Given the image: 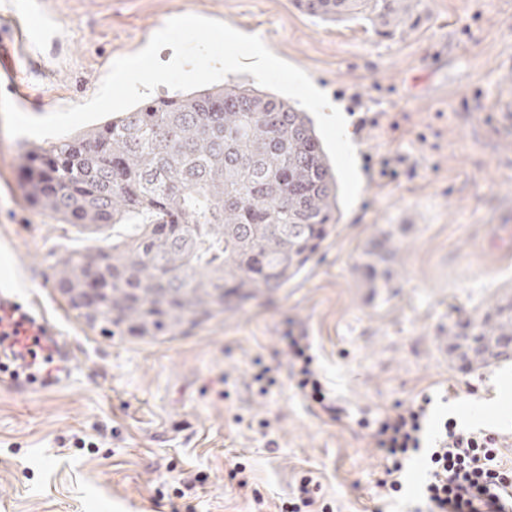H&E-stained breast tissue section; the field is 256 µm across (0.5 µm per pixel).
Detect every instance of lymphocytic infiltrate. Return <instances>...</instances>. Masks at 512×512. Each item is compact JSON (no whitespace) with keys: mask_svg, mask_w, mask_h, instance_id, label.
I'll return each instance as SVG.
<instances>
[{"mask_svg":"<svg viewBox=\"0 0 512 512\" xmlns=\"http://www.w3.org/2000/svg\"><path fill=\"white\" fill-rule=\"evenodd\" d=\"M286 352L299 369L297 388L314 401L326 396L313 368L314 357L307 336L287 331ZM7 347L14 374L28 379L52 378L59 371L56 348L36 319L19 305L0 306V347ZM431 397L398 404L383 418L361 420L374 447L381 453L383 469L376 482L383 491H400L401 475L408 462L425 455L428 479L420 498L423 512H504L505 488L512 487V468L500 460L497 433H474L449 420L445 433L431 450L423 448L424 423Z\"/></svg>","mask_w":512,"mask_h":512,"instance_id":"obj_1","label":"lymphocytic infiltrate"}]
</instances>
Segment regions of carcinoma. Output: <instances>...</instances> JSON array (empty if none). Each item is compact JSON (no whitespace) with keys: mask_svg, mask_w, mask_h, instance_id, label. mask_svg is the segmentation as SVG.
<instances>
[{"mask_svg":"<svg viewBox=\"0 0 512 512\" xmlns=\"http://www.w3.org/2000/svg\"><path fill=\"white\" fill-rule=\"evenodd\" d=\"M323 22L407 27L409 0H294ZM17 189L92 241L60 262L66 296L101 292L78 316L109 336H176L299 277L341 216L336 171L308 113L237 84L178 91L17 161ZM398 246L359 265L390 280ZM468 367L512 358V301L451 331Z\"/></svg>","mask_w":512,"mask_h":512,"instance_id":"obj_1","label":"carcinoma"}]
</instances>
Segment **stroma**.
Returning a JSON list of instances; mask_svg holds the SVG:
<instances>
[{
    "instance_id": "stroma-1",
    "label": "stroma",
    "mask_w": 512,
    "mask_h": 512,
    "mask_svg": "<svg viewBox=\"0 0 512 512\" xmlns=\"http://www.w3.org/2000/svg\"><path fill=\"white\" fill-rule=\"evenodd\" d=\"M52 2L50 69L29 77L38 116L88 101L116 58L195 14L304 70L344 114L357 161L399 151L417 167L363 181L288 287L171 339L106 336L56 287L58 263L83 242L22 198L15 160L32 139L0 125V286L70 346L63 383L30 382L22 396L0 384V512H279L305 476L320 486L309 512H415L424 463L377 498L383 459L359 421L424 395L425 442L451 419L496 432L512 466V359L472 370L448 353L450 327L512 297V254L489 238L512 225V140L494 134L491 109L512 89L498 67L512 54V0H418L413 24L390 37L310 18L292 0ZM360 112L378 126L357 131ZM380 235L401 250L387 288L356 267ZM291 325L308 336L336 417L295 387L280 342ZM259 357L278 369L265 395Z\"/></svg>"
}]
</instances>
